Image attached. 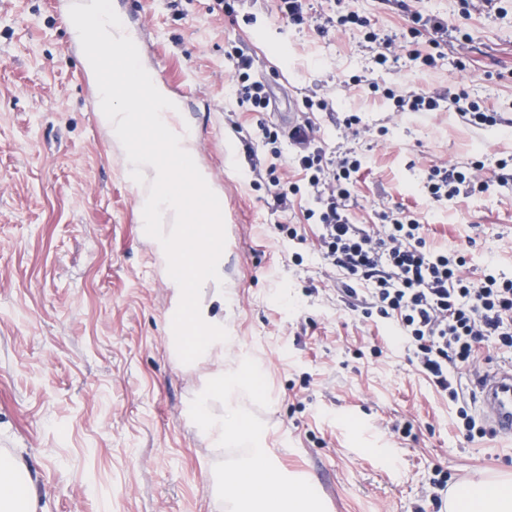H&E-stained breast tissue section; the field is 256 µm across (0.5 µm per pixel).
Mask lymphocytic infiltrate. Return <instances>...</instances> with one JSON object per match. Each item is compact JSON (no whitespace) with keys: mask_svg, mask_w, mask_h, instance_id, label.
Returning <instances> with one entry per match:
<instances>
[{"mask_svg":"<svg viewBox=\"0 0 512 512\" xmlns=\"http://www.w3.org/2000/svg\"><path fill=\"white\" fill-rule=\"evenodd\" d=\"M410 39L426 38L428 51L410 50L418 68L437 67L448 35V22L439 15L411 11ZM251 56L233 58V89L250 111L268 112L272 98L262 82L252 79ZM399 112H454L461 122L494 127L504 118L497 109L472 100L466 90L441 95L425 91L406 94L385 89ZM296 147L295 162L308 184L313 206L308 218L320 226L322 254L342 274V297L360 303L365 316L395 323L410 363L454 411L457 436L471 441L485 436L486 428L473 413L461 383L481 355H512V276L489 264L479 278L463 272L464 249H441L428 244L424 226L412 212L395 207L381 211L370 226L352 223L345 202L354 192L353 175L361 167L356 156L327 158L316 147L313 128L298 125L284 134ZM483 163L470 167H430L423 178L431 199L449 201L462 191H481L486 185L512 190V162L497 160L489 183L477 180Z\"/></svg>","mask_w":512,"mask_h":512,"instance_id":"obj_1","label":"lymphocytic infiltrate"}]
</instances>
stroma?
<instances>
[{"label":"stroma","instance_id":"35a3bbf8","mask_svg":"<svg viewBox=\"0 0 512 512\" xmlns=\"http://www.w3.org/2000/svg\"><path fill=\"white\" fill-rule=\"evenodd\" d=\"M73 0H0V449L35 482V512H225L214 466L227 459L185 418L212 367L185 366L166 341L172 290L138 230L137 189L94 109L96 78L61 14ZM140 32L143 65L181 102L196 156L224 204V326L255 359L270 404L263 439L288 477L307 480L326 512H437L435 469L451 486L512 477V443L457 437L453 412L418 375L393 326L363 318L319 250L305 194L274 211L275 186L254 162L298 182L286 140L259 120L310 121L326 153H354L356 224L402 206L437 246L468 245L466 275L512 269V193L430 200L433 165L512 154L502 128L450 112L395 111L370 83L404 91L464 89L512 101V0H413L473 36L449 41L442 66L414 67L401 0H303L294 25L278 0H112ZM375 24L339 26L346 8ZM397 59L378 64L384 39ZM256 58L277 108L259 116L231 85L234 52ZM328 109H320L319 101ZM360 118L343 123L345 114ZM280 157H273V150ZM285 224L299 225L289 240ZM380 344L382 356L370 353ZM411 421L410 435L396 424Z\"/></svg>","mask_w":512,"mask_h":512}]
</instances>
